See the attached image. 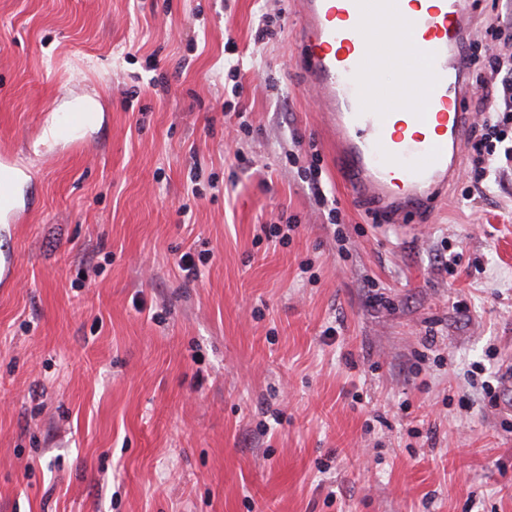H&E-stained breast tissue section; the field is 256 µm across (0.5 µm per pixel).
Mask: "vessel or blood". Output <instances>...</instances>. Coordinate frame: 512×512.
Returning a JSON list of instances; mask_svg holds the SVG:
<instances>
[{
	"instance_id": "b4317fda",
	"label": "vessel or blood",
	"mask_w": 512,
	"mask_h": 512,
	"mask_svg": "<svg viewBox=\"0 0 512 512\" xmlns=\"http://www.w3.org/2000/svg\"><path fill=\"white\" fill-rule=\"evenodd\" d=\"M425 4L413 16L406 0H296L303 77L322 93L336 174L352 200L387 224L443 198L468 138L461 103L471 0ZM377 20L388 39H362ZM92 121L89 112L60 113L57 140H73ZM32 179L0 156V222L20 220L21 192Z\"/></svg>"
}]
</instances>
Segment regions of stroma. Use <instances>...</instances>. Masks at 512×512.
Listing matches in <instances>:
<instances>
[{
	"label": "stroma",
	"instance_id": "1",
	"mask_svg": "<svg viewBox=\"0 0 512 512\" xmlns=\"http://www.w3.org/2000/svg\"><path fill=\"white\" fill-rule=\"evenodd\" d=\"M501 7L478 54L512 52ZM87 97L82 146L45 139ZM318 99L294 0H0V151L35 173L0 223V512H512V169L379 223Z\"/></svg>",
	"mask_w": 512,
	"mask_h": 512
}]
</instances>
